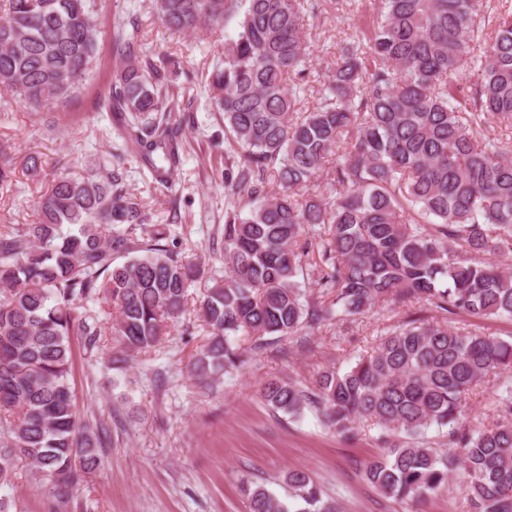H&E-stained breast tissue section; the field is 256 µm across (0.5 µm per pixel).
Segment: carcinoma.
I'll use <instances>...</instances> for the list:
<instances>
[{
  "mask_svg": "<svg viewBox=\"0 0 512 512\" xmlns=\"http://www.w3.org/2000/svg\"><path fill=\"white\" fill-rule=\"evenodd\" d=\"M368 30L349 35L326 69L317 107L301 112L311 50L307 18L320 0H156L172 35L224 33V60L208 77L235 190L224 211V278L200 301L209 341L192 364L199 379L243 363L237 338L269 345L377 305H413L372 352L320 373L317 390L271 380L263 399L297 417L308 407L352 436L380 430L386 456L366 469L383 495L423 501L451 477L471 512H512V387L497 394L489 429L458 424L461 398L512 368V341L453 326L461 316L512 320V152L473 130L512 122V4L499 0L494 36L480 0H374ZM89 0H5L0 87L31 111L65 104L98 50ZM138 29L112 33L115 68L101 108L121 112L125 149L109 164L54 181L39 220L0 231V483L24 461L57 499L100 464V435L77 415L71 336L93 348L113 336L126 357L158 345L206 269L179 256L170 228L151 223L123 172L145 158L152 180L173 185L183 163L191 103L167 69L133 54ZM476 64L480 81L456 77ZM159 155L154 160L153 155ZM331 177L318 179L325 168ZM125 255L122 264L114 256ZM320 289L313 297L310 285ZM104 301L118 318L76 314ZM448 428V448L418 440ZM285 501L241 482L249 512H337L302 470L285 473Z\"/></svg>",
  "mask_w": 512,
  "mask_h": 512,
  "instance_id": "carcinoma-1",
  "label": "carcinoma"
}]
</instances>
